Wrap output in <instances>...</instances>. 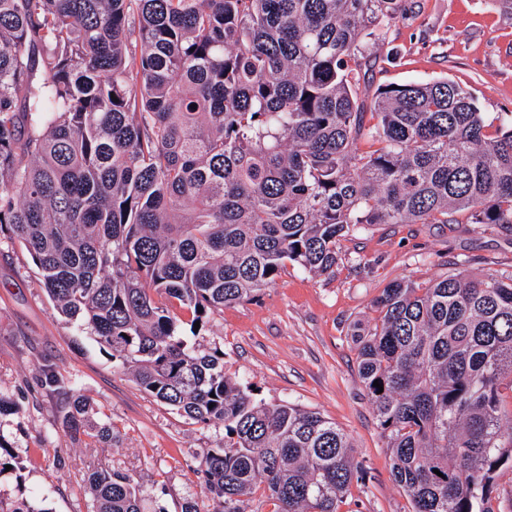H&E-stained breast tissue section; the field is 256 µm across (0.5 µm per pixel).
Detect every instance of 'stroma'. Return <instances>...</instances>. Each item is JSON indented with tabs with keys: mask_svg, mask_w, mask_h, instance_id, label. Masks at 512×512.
I'll return each instance as SVG.
<instances>
[{
	"mask_svg": "<svg viewBox=\"0 0 512 512\" xmlns=\"http://www.w3.org/2000/svg\"><path fill=\"white\" fill-rule=\"evenodd\" d=\"M392 24L374 80L399 85L445 77L468 90L487 118L512 111V17L494 0H406ZM397 53L395 63L383 62ZM453 261L469 273L512 272V232L493 224H374L341 243L332 276L295 264L251 300L225 308L195 336L201 350L224 353V370L256 399L321 413L343 429L355 460L373 479L349 488L340 512H411L390 475L389 454L358 377L355 324L374 317L372 299L389 282L425 284ZM49 363L111 423L100 443L64 430L55 400L39 385ZM0 397L16 413L0 416V438L21 466L0 473V496L37 502L47 512H90L85 481L114 469L136 483L144 512H181L201 500L198 458L224 440L223 426L180 416L126 377L95 339L60 316L22 246L0 235Z\"/></svg>",
	"mask_w": 512,
	"mask_h": 512,
	"instance_id": "obj_1",
	"label": "stroma"
}]
</instances>
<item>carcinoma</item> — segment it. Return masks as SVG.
<instances>
[{
	"mask_svg": "<svg viewBox=\"0 0 512 512\" xmlns=\"http://www.w3.org/2000/svg\"><path fill=\"white\" fill-rule=\"evenodd\" d=\"M401 0H0V233L54 308L142 390L224 425L198 460L205 504L339 512L346 433L266 405L186 333L291 262L334 272L366 224L512 230V112L487 122L446 78L372 86L369 47ZM494 132H489V128ZM353 334L358 375L411 512H497L512 474V272L394 281ZM379 382L383 388L373 386ZM64 428L112 426L49 365ZM439 473H434V470ZM93 512H143L133 480L88 476ZM0 512H45L0 497Z\"/></svg>",
	"mask_w": 512,
	"mask_h": 512,
	"instance_id": "carcinoma-1",
	"label": "carcinoma"
}]
</instances>
